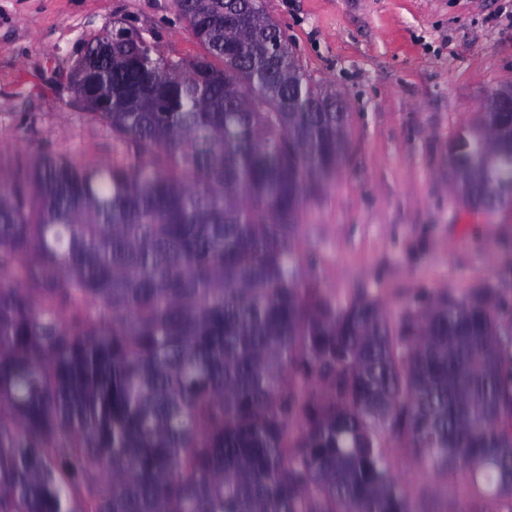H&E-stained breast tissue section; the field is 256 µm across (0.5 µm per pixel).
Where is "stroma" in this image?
<instances>
[{
	"label": "stroma",
	"instance_id": "obj_1",
	"mask_svg": "<svg viewBox=\"0 0 512 512\" xmlns=\"http://www.w3.org/2000/svg\"><path fill=\"white\" fill-rule=\"evenodd\" d=\"M305 69L349 112L339 172L300 216L294 246L308 281L343 301L366 292L392 316L423 297L495 288L512 303V209L466 211L448 183V142L489 89L512 84V0H269ZM173 0H0V183L60 152L120 160L67 76L87 40L124 20L190 59L203 48L174 24ZM392 460L412 512H478L467 477Z\"/></svg>",
	"mask_w": 512,
	"mask_h": 512
}]
</instances>
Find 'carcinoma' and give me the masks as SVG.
<instances>
[{
    "label": "carcinoma",
    "mask_w": 512,
    "mask_h": 512,
    "mask_svg": "<svg viewBox=\"0 0 512 512\" xmlns=\"http://www.w3.org/2000/svg\"><path fill=\"white\" fill-rule=\"evenodd\" d=\"M174 5L204 53L131 28L89 62L123 160L0 187V512H410L392 448L512 512V306L392 320L305 283L294 229L349 114L316 111L268 0ZM448 177L512 207L511 105L459 128Z\"/></svg>",
    "instance_id": "1"
}]
</instances>
